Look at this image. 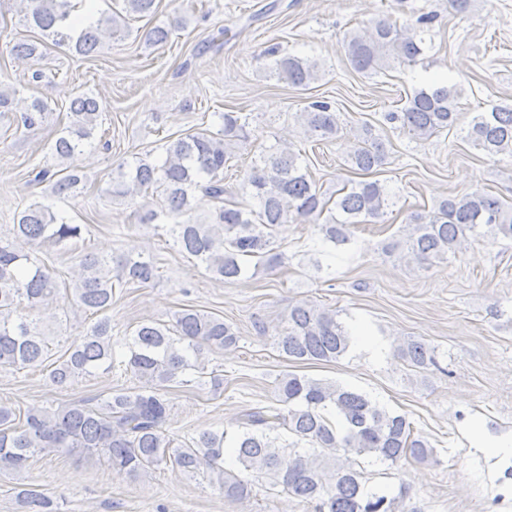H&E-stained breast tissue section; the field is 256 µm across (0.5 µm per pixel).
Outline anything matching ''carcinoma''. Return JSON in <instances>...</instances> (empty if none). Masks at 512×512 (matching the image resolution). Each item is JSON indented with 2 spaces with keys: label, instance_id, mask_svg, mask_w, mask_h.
I'll return each instance as SVG.
<instances>
[{
  "label": "carcinoma",
  "instance_id": "1",
  "mask_svg": "<svg viewBox=\"0 0 512 512\" xmlns=\"http://www.w3.org/2000/svg\"><path fill=\"white\" fill-rule=\"evenodd\" d=\"M74 0H21L23 22L54 36L83 56L98 52L106 37L121 34L105 23H91L75 31L71 15ZM435 16L420 14L403 27L380 18L368 27L348 32L342 52L358 73L376 74L396 65H410L432 48ZM17 59H34L38 44L26 40L7 43ZM270 72L296 88H307L319 77L317 61L284 56L273 61ZM458 91L454 86L423 87L397 111L383 119L413 138L427 140L457 123ZM47 106L35 99L20 112L26 129L43 123ZM70 123L57 136L52 153L72 158L92 136L103 112L99 101L78 93L70 100ZM305 133L319 143L336 139L340 126L333 105L314 100L296 113ZM215 131L202 130L169 141L161 164L140 158L125 166L112 180L114 198L132 197L161 187V210L140 216L143 224H158L180 251L194 257L214 276L226 281L245 277L256 261L270 269L283 262L275 248V228L290 221L324 218L319 225L323 241L332 246L350 242V227L370 224L397 205L386 186L367 176L385 164V146L363 123L345 162L364 176L328 196L302 171L300 154L271 146L254 164L243 189L248 199L237 201L224 186V168L232 159L229 149L248 141V117L239 112L221 114ZM465 139L487 157H512V106L496 104L478 112ZM36 179L53 181L54 193L68 197L80 176L41 168ZM200 191L214 203L212 223L183 221L191 211L190 198ZM83 224L57 218L51 208L33 203L17 215L12 239H0V371L42 366L47 381L65 387L79 378L110 375L115 368V347L127 350L121 361L131 385L95 398L58 406H31L24 410L0 405V473L24 468L36 454H80L103 460L113 469L139 477L166 463L193 476L209 474L228 499H243L250 483L224 471V447L235 448L238 463L257 476H267L283 490L307 503L312 512H418L407 508L408 491L392 496L384 490H366L361 482V459L389 467L412 458L426 461L434 450L414 435L406 415L380 406L366 394L333 382L288 373L274 382L273 404L245 414L234 434L202 430L189 441L174 445L167 429L173 406L167 397L172 387L187 386L207 373L213 353L234 347L237 331L224 319L197 309L174 314L171 325L143 323L121 336L112 334L115 288L148 284L156 277L153 262L140 257H112L88 253L80 259L74 299L82 310L97 316L87 330L65 338L60 356L52 357L48 337L37 331L29 311L49 308L58 283L51 268L36 256L45 243L66 245L82 237ZM512 238V202L481 188L440 200L429 211L412 212L400 238L384 245V252L407 263L425 264L462 250L468 238L495 241ZM116 267H111V263ZM351 336L339 312L310 301L294 305L288 325L278 336L276 349L294 362H331L349 350ZM402 359L414 368L439 367L435 349L421 339L399 344ZM283 429L287 437L272 435ZM17 497L27 512H57L53 499L36 484Z\"/></svg>",
  "mask_w": 512,
  "mask_h": 512
}]
</instances>
